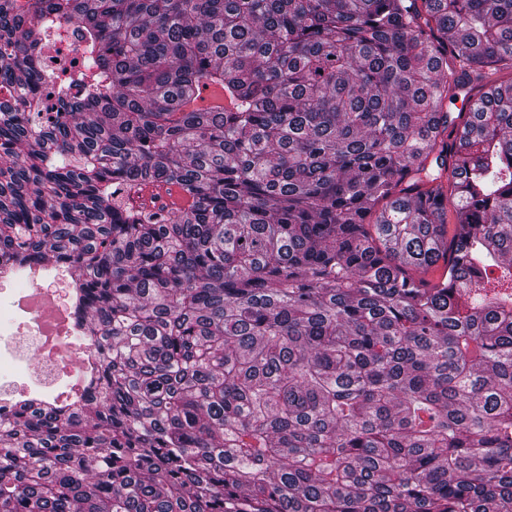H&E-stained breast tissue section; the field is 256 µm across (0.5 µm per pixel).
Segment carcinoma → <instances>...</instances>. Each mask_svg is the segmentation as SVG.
<instances>
[{
	"label": "carcinoma",
	"mask_w": 512,
	"mask_h": 512,
	"mask_svg": "<svg viewBox=\"0 0 512 512\" xmlns=\"http://www.w3.org/2000/svg\"><path fill=\"white\" fill-rule=\"evenodd\" d=\"M503 70L512 0H0V261L86 349L0 512H512ZM69 31H72L69 43L66 45L49 44L43 49V57L46 62L55 66L76 68L81 61V43L79 40V31L76 24L69 25ZM60 51V52H58ZM58 59V62H55ZM167 189H169V192ZM152 194H158L159 199L155 200L157 204L164 203L169 208L184 209L190 202L188 196L178 186L171 185L161 186L158 189L148 188L142 193L141 197L134 198L133 204L135 206L142 203L150 204Z\"/></svg>",
	"instance_id": "obj_1"
}]
</instances>
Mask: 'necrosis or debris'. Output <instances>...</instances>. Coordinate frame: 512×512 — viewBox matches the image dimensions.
<instances>
[{
	"label": "necrosis or debris",
	"instance_id": "obj_1",
	"mask_svg": "<svg viewBox=\"0 0 512 512\" xmlns=\"http://www.w3.org/2000/svg\"><path fill=\"white\" fill-rule=\"evenodd\" d=\"M39 296L47 298L57 313L70 310L65 283L60 276L33 280L31 288L20 293L0 285V320L18 322L11 337L0 338L2 415L16 409L19 387L38 388L45 397L53 395L75 358L69 332L54 330L47 323L35 302Z\"/></svg>",
	"mask_w": 512,
	"mask_h": 512
}]
</instances>
